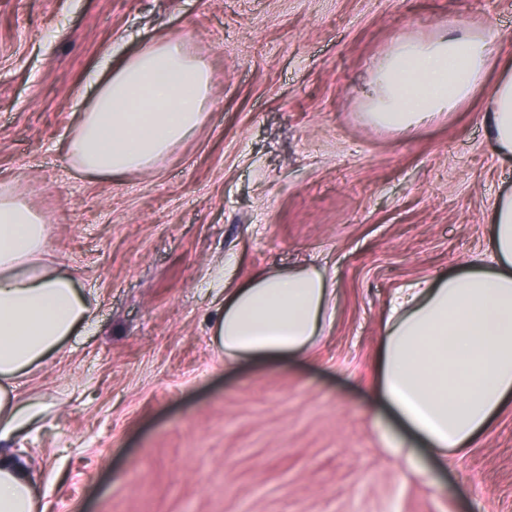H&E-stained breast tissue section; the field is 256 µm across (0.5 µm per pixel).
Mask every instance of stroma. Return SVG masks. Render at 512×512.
Returning a JSON list of instances; mask_svg holds the SVG:
<instances>
[{
  "mask_svg": "<svg viewBox=\"0 0 512 512\" xmlns=\"http://www.w3.org/2000/svg\"><path fill=\"white\" fill-rule=\"evenodd\" d=\"M488 24L512 57V0H0V185L96 308L19 388L43 407L12 445L43 512H512V405L431 482L370 391L398 291L484 256L512 193L486 91L396 133L363 117L370 74L395 36ZM175 33L211 73L202 128L154 171L77 170L86 72ZM229 260L238 284L333 271L309 359L225 367Z\"/></svg>",
  "mask_w": 512,
  "mask_h": 512,
  "instance_id": "35a3bbf8",
  "label": "stroma"
}]
</instances>
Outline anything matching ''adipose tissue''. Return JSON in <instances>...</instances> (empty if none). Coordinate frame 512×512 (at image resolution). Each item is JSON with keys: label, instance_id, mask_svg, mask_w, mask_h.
<instances>
[{"label": "adipose tissue", "instance_id": "adipose-tissue-1", "mask_svg": "<svg viewBox=\"0 0 512 512\" xmlns=\"http://www.w3.org/2000/svg\"><path fill=\"white\" fill-rule=\"evenodd\" d=\"M498 33H445L430 41L394 37L373 70L368 121L407 131L458 111L498 73L485 114L497 152L512 156V60H497ZM96 93L65 145L94 177L152 171L196 134L206 118L210 71L183 35L114 59L85 77ZM42 219L0 190V443L39 418L19 382L50 362L72 336L94 329V313L73 275L48 259ZM486 259L403 289L379 340L376 401L395 411L410 438L407 466L420 474L465 453L512 401V194L494 202ZM225 271L213 343L225 365L307 356L322 335L333 290L327 269L261 273L247 283ZM33 480L0 454V512H35Z\"/></svg>", "mask_w": 512, "mask_h": 512}]
</instances>
